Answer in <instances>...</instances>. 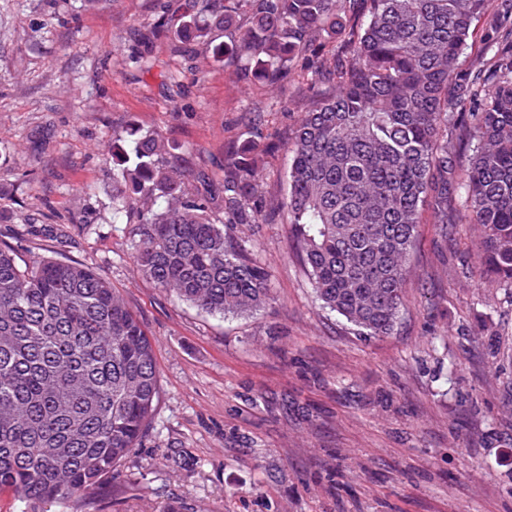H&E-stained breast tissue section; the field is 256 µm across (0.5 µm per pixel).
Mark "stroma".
<instances>
[{"label": "stroma", "mask_w": 512, "mask_h": 512, "mask_svg": "<svg viewBox=\"0 0 512 512\" xmlns=\"http://www.w3.org/2000/svg\"><path fill=\"white\" fill-rule=\"evenodd\" d=\"M175 3L0 0V246L22 266L103 274L159 367L153 424L96 490V512H512V315L504 289L467 272L474 225L447 237L422 214L389 336L320 307L284 212L235 227L271 274L274 299L252 315L202 313L138 275L104 143L132 122L159 131L170 165L219 185L225 156L261 141L275 201L306 105L296 84L238 78L233 60H174L153 24Z\"/></svg>", "instance_id": "1"}]
</instances>
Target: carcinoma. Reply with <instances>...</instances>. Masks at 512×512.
<instances>
[{
	"label": "carcinoma",
	"mask_w": 512,
	"mask_h": 512,
	"mask_svg": "<svg viewBox=\"0 0 512 512\" xmlns=\"http://www.w3.org/2000/svg\"><path fill=\"white\" fill-rule=\"evenodd\" d=\"M171 23L173 56L231 57L265 87L311 53L306 85L325 89L298 119L280 206L322 308L391 335L424 210L477 225L472 277L512 291V0H179ZM474 23L483 47L466 56ZM130 136L132 150L112 146V223L136 225L138 274L222 318L266 307L271 276L232 229L266 221L271 150L244 144L214 190L166 163L161 133ZM460 137L474 148L466 169ZM159 399L153 342L108 279L52 258L23 268L0 247V492L83 512Z\"/></svg>",
	"instance_id": "cac0c4a2"
}]
</instances>
